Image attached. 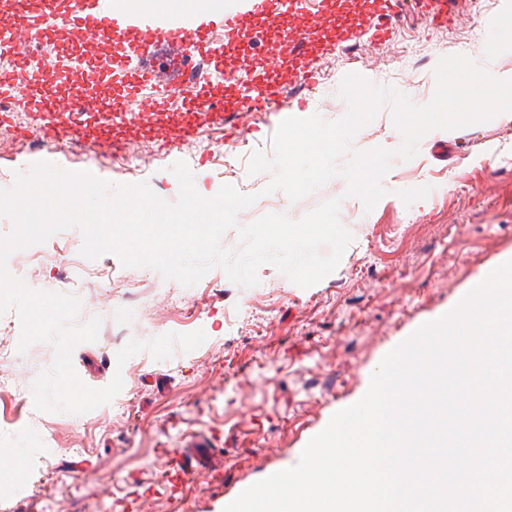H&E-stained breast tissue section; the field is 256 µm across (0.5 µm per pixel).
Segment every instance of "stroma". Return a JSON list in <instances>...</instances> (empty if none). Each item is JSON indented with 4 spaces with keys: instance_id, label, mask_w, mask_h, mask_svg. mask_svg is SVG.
Listing matches in <instances>:
<instances>
[{
    "instance_id": "stroma-1",
    "label": "stroma",
    "mask_w": 512,
    "mask_h": 512,
    "mask_svg": "<svg viewBox=\"0 0 512 512\" xmlns=\"http://www.w3.org/2000/svg\"><path fill=\"white\" fill-rule=\"evenodd\" d=\"M506 0H454L456 17L437 28L406 0L384 41L372 36L363 0H325L318 17L331 24L337 8L361 16L356 43L310 55L314 86L299 83L287 61L225 44L223 73L202 70L214 96L227 91L225 75L262 83L275 77L286 99H304L293 116L344 117L340 97L346 75L358 74L378 87H391L412 104L431 102L438 60L458 46L479 54L493 19ZM78 45L68 31L38 33L31 51L55 57L62 92L118 96L131 69L116 60L111 76L68 63ZM184 97L170 98L152 130L125 126L124 136L159 159L130 169L124 156L83 154L65 147L50 152L33 141L0 146V189L12 188L17 173L38 161L69 171H87L112 184L144 183L162 200L176 203L179 185L171 168L185 161L196 190L217 194L231 185L241 193L261 192L270 173L248 175L252 153L274 154L279 119L248 118L239 140L223 126L204 122L186 144L160 149L172 116ZM392 102L349 144L350 151L397 149L401 132L392 121ZM385 190L372 210L346 196L347 182L332 178L306 198L291 202L281 191L263 195L242 210L249 224L264 214L301 219L324 202L341 201L339 218L353 240L336 270L303 288L270 265L253 286L233 283L219 269L182 286L151 268H126L112 254L97 259L82 252L83 231L73 226L45 242L14 251L8 272L28 287L82 296L74 325L99 320L98 338L76 346L72 364L80 380L102 388L121 376L116 403L92 411L43 413L33 403L32 385L51 369L54 342H37L14 361L0 362V512H224V494L241 477L259 478L270 454L298 447L326 407L354 395L359 379L372 371L381 345L415 318L453 306L472 282L512 258V120L501 117L457 129H435L408 161L393 158L381 180ZM140 292L127 297L123 282ZM188 291V306L176 304ZM203 330L196 349H174L157 361L143 351L118 364V337L149 341L165 333ZM210 433L222 444L224 476L198 474L183 499L170 496L164 477L166 454L184 433ZM25 456L23 478L10 477L16 452Z\"/></svg>"
}]
</instances>
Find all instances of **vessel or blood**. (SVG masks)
I'll return each mask as SVG.
<instances>
[{"label":"vessel or blood","instance_id":"obj_1","mask_svg":"<svg viewBox=\"0 0 512 512\" xmlns=\"http://www.w3.org/2000/svg\"><path fill=\"white\" fill-rule=\"evenodd\" d=\"M450 0H418L420 9L431 22L440 26L452 21L448 10ZM403 0H366L368 14L374 15L375 36H384L388 24L400 12ZM317 0H248L243 10L219 13L207 22L189 19L183 8L173 13L152 18L133 11L105 9L103 0H75L73 10L65 11L60 0H17V17L8 30L11 47L25 49L34 39L38 25L55 24L78 33L85 44H110L120 41L125 52L137 58L141 65L143 81L154 83L172 91L182 84L195 80L198 60H205L213 67L224 64V49L215 45L209 34L212 28L224 31L227 41H242L244 35L265 33L268 51L277 55L287 54L288 60L300 71V79L311 82V72L305 71L304 62L314 52V42L320 35H327L330 43L345 46L358 37L359 22L356 17L337 15L334 27L323 31L315 15ZM36 125L39 139L44 143L64 145L84 139L93 124V114L86 96L74 92L68 97L52 94L48 89L35 93ZM282 89L275 79H267L257 95L237 93L224 101L221 121L230 123L256 112H280ZM209 96L198 95L191 99L190 117L180 125L179 141L192 139L197 133V123L192 115L212 111ZM168 461L174 462L181 483L193 481L198 472L213 475L224 472V460L218 455L210 437L195 435L180 440L177 448L169 450Z\"/></svg>","mask_w":512,"mask_h":512}]
</instances>
